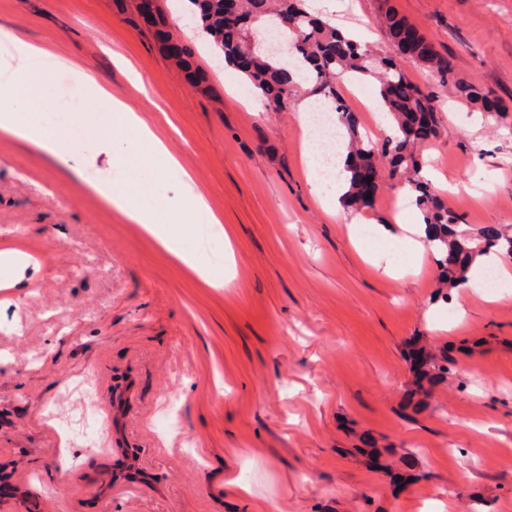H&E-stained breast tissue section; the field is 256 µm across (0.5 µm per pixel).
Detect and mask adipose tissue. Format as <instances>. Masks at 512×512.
<instances>
[{
    "instance_id": "obj_1",
    "label": "adipose tissue",
    "mask_w": 512,
    "mask_h": 512,
    "mask_svg": "<svg viewBox=\"0 0 512 512\" xmlns=\"http://www.w3.org/2000/svg\"><path fill=\"white\" fill-rule=\"evenodd\" d=\"M0 38L7 40L12 50L0 56V74L7 81L0 85V131L25 144L34 152L67 165L68 149L64 136H52L28 119L30 112L40 108L45 86V70L41 63L50 59L48 47L34 45L17 35L5 31ZM75 93L89 101L106 99L110 102L109 120L106 126L93 131L98 151L116 153L122 147L119 133H126L138 139L145 148L144 163L159 175L178 170L179 162L166 146L163 139L122 101L112 98L110 92L90 81L75 65H68ZM303 155L306 159V177L316 192H330L336 198H343L348 184L343 169H335L331 176L321 174L317 143L308 137L303 141ZM94 189L108 202L122 209L134 223L142 225L150 234L159 239L174 255H181L182 249L170 229L171 223H184L201 216H209L210 210L204 196L189 192L181 204L182 213L169 217L155 208L146 206L145 198L151 192L147 183L119 184L112 180L95 184Z\"/></svg>"
}]
</instances>
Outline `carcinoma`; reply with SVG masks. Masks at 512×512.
<instances>
[{"label":"carcinoma","mask_w":512,"mask_h":512,"mask_svg":"<svg viewBox=\"0 0 512 512\" xmlns=\"http://www.w3.org/2000/svg\"><path fill=\"white\" fill-rule=\"evenodd\" d=\"M187 2L210 46L222 53L233 66H238V58L243 53V32L232 25L224 8L226 0ZM245 14L256 21L263 19L270 28L277 30L282 28V21L286 19L293 34L292 53L286 62H281V57L268 50L263 53L253 51L249 65L241 69L242 74L267 96L275 110L283 108L293 95L290 66L294 59L298 61L296 70L314 83L316 94L335 103V109L343 120L348 118V110L338 102L336 80L344 75L356 78L375 70L382 71L380 95L395 121L396 135L377 146L364 140L354 125L348 124L351 133L346 158V168L350 172L348 205L359 206L366 173L372 174V189H377L376 153L382 152L390 158L393 168L405 176L400 187L409 186L418 192L416 205L422 213L426 238L439 255L437 264L448 278L449 286L460 282L474 259L483 252L494 250L512 257V236H505L497 230L485 232L482 235L483 245L473 244L471 237L459 231L461 214L439 199L421 178L422 162L414 152V145L436 136L440 117L435 96L413 81L409 67L417 63L434 67L444 87L455 89L460 97L480 104L486 112L493 107L490 95L476 85L456 81L448 64L439 58L433 45L421 34L402 54L379 58L362 49L358 43L341 38L336 28L311 16L305 0H246ZM384 22L394 38L400 31L411 28V24L393 10L385 12ZM393 84L403 88L398 98L389 94Z\"/></svg>","instance_id":"obj_1"}]
</instances>
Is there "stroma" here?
<instances>
[{
	"mask_svg": "<svg viewBox=\"0 0 512 512\" xmlns=\"http://www.w3.org/2000/svg\"><path fill=\"white\" fill-rule=\"evenodd\" d=\"M138 0H0V27L49 46L129 104L181 173L152 203L176 214L194 178L218 221L186 224L185 264L141 225L0 132V512H512V288H448L432 253L396 243L398 195L380 169L373 209L327 213L305 175L297 99L273 110L225 67L183 0H158L189 52L169 56ZM500 104L441 91L438 137L415 145L470 234L512 233V0H392ZM379 0L318 14L389 52ZM375 75L339 79L361 130ZM71 79L47 71L49 132ZM143 180L88 137L70 162ZM401 276L389 275V268ZM91 378L101 448L64 440Z\"/></svg>",
	"mask_w": 512,
	"mask_h": 512,
	"instance_id": "35a3bbf8",
	"label": "stroma"
}]
</instances>
